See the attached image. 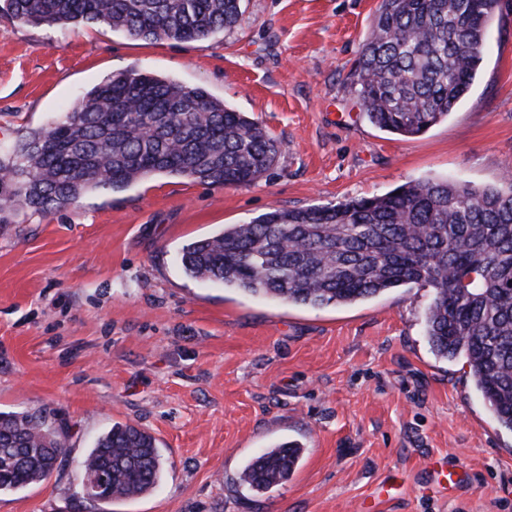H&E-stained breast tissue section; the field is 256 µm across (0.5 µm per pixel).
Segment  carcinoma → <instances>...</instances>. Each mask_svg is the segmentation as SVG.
I'll list each match as a JSON object with an SVG mask.
<instances>
[{"label":"carcinoma","mask_w":512,"mask_h":512,"mask_svg":"<svg viewBox=\"0 0 512 512\" xmlns=\"http://www.w3.org/2000/svg\"><path fill=\"white\" fill-rule=\"evenodd\" d=\"M34 28L104 25L146 43L205 40L241 24V0H5ZM500 0H379L348 73L362 112L403 138L448 119L469 93ZM281 143L202 87L139 70L114 73L64 116L33 129L0 158V224L31 208L51 213L89 191L151 175L245 187L274 165ZM193 279L323 308L404 286L429 288L426 330L435 354L463 357L497 422L512 429V175L500 187L407 182L331 206L273 209L182 247ZM67 432L50 413L0 412V493L51 476ZM299 444L265 449L240 479L262 492L292 475ZM155 438L114 425L80 473L104 472L100 503L135 499L160 483Z\"/></svg>","instance_id":"obj_1"}]
</instances>
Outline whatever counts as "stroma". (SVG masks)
<instances>
[{
	"mask_svg": "<svg viewBox=\"0 0 512 512\" xmlns=\"http://www.w3.org/2000/svg\"><path fill=\"white\" fill-rule=\"evenodd\" d=\"M378 0H244L241 26L147 44L104 26L31 28L0 11V155L113 73L205 88L282 144L246 187L159 175L94 190L0 229V410L53 411L70 432L45 482L0 512H101L80 463L116 424L165 460L149 495L112 512H512V431L464 358L426 334L427 288L314 309L188 277L183 245L273 209L512 172V0H501L469 94L400 139L374 127L346 76ZM305 452L263 493L239 480L264 448Z\"/></svg>",
	"mask_w": 512,
	"mask_h": 512,
	"instance_id": "stroma-1",
	"label": "stroma"
}]
</instances>
